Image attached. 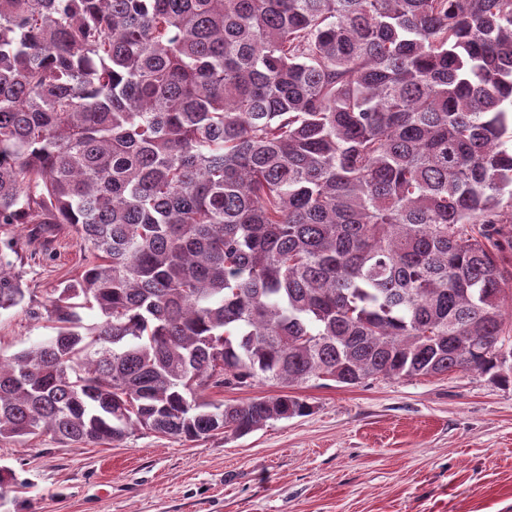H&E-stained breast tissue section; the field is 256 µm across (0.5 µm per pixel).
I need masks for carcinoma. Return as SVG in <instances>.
Here are the masks:
<instances>
[{
	"mask_svg": "<svg viewBox=\"0 0 512 512\" xmlns=\"http://www.w3.org/2000/svg\"><path fill=\"white\" fill-rule=\"evenodd\" d=\"M0 438L249 434L286 388L512 379V0H0ZM101 321L83 325L81 311ZM256 381L272 397L216 404ZM25 240L22 238L18 242V258L15 254L10 258L23 272L34 304H49L58 284L80 270L83 252L74 231L67 224L58 231L54 242L45 248L37 243L25 246ZM50 322H34L20 308L0 314V352L9 357L53 336ZM282 389L269 382L254 383L251 386L213 389L208 393V399L215 403H241L255 398L272 396L281 393Z\"/></svg>",
	"mask_w": 512,
	"mask_h": 512,
	"instance_id": "cac0c4a2",
	"label": "carcinoma"
}]
</instances>
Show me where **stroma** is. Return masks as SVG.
Instances as JSON below:
<instances>
[{
  "mask_svg": "<svg viewBox=\"0 0 512 512\" xmlns=\"http://www.w3.org/2000/svg\"><path fill=\"white\" fill-rule=\"evenodd\" d=\"M15 263L37 304L76 274L71 227ZM0 314V354L53 336ZM306 415L237 437L0 439V512H512V383L457 372L290 387Z\"/></svg>",
  "mask_w": 512,
  "mask_h": 512,
  "instance_id": "35a3bbf8",
  "label": "stroma"
}]
</instances>
